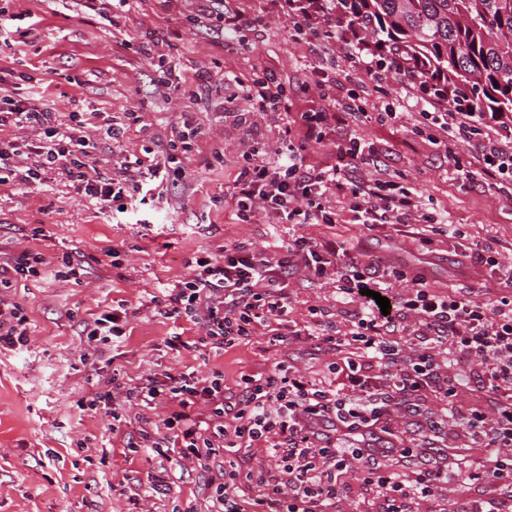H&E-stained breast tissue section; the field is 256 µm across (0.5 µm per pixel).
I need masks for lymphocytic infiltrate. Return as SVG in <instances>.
Here are the masks:
<instances>
[{
	"instance_id": "lymphocytic-infiltrate-1",
	"label": "lymphocytic infiltrate",
	"mask_w": 512,
	"mask_h": 512,
	"mask_svg": "<svg viewBox=\"0 0 512 512\" xmlns=\"http://www.w3.org/2000/svg\"><path fill=\"white\" fill-rule=\"evenodd\" d=\"M192 21L197 26L233 36L247 19L226 9L224 0H198ZM285 17L289 36L299 41H327L330 51L358 63L367 75L382 80L361 35L336 29V0H268ZM247 111L234 115L245 134L246 163L234 181V215L253 223L260 215L279 223L336 226L343 219L394 231L411 227L420 246L436 236L461 238L458 225L421 211L411 191L366 177L376 152L363 138L332 139V112H300L292 122L299 139L270 146L250 130L253 112L287 111L288 91L267 73L255 74L244 92ZM90 101L70 112L69 124L54 112L16 99L0 86V127L19 129L18 137L0 140V186L42 184L47 172L59 170L76 189L101 205L121 210L132 193L155 179L178 186L185 170L171 166L175 152L191 153L205 135L200 125L173 128L161 155L144 162L124 157L111 175L95 166L97 153L120 148L122 123L100 124ZM442 128L449 144L470 142L481 128L493 129L497 141L478 144L480 174L512 180V114L451 113ZM327 149L333 163L308 164L309 153ZM341 197L343 212L331 205ZM347 240L289 238L280 258L258 257L236 250L197 258L192 274L165 289L157 301L160 315L198 325L199 344L221 354L249 344L258 329L286 326L291 313L287 281L301 267L325 277L336 293L353 304V329L341 334L336 315L310 308L305 336L339 351L321 376L313 377L278 363L265 373L242 376L236 398L224 395V375L184 372L160 382L149 377L130 386L120 383L126 399L142 406H168L166 431L154 440L164 458L197 464L210 472L208 512H338L353 487L377 496L375 512H417L423 501L437 502V512H512V254L492 246L471 245L461 255L469 270L501 275L505 287L494 298L480 300L472 292L431 288L425 270L381 271L378 263L360 262ZM89 264L69 253L47 257L25 250L0 258V350L26 345L28 319L3 294L17 279L40 281L53 276L78 281ZM403 281L393 292L391 280ZM390 300L382 313L377 297ZM474 384L485 406H464L462 383ZM434 395L442 408L424 409L422 399ZM466 442L473 453L464 474L449 470L447 453H434L436 438ZM262 448L268 462L241 469L242 451ZM356 486L343 482L346 473ZM490 480L500 494L487 499H455L459 481ZM246 482L260 488L261 498L235 500L228 491Z\"/></svg>"
}]
</instances>
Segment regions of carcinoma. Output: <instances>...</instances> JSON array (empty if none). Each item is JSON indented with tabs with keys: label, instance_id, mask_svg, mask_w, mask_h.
<instances>
[{
	"label": "carcinoma",
	"instance_id": "carcinoma-1",
	"mask_svg": "<svg viewBox=\"0 0 512 512\" xmlns=\"http://www.w3.org/2000/svg\"><path fill=\"white\" fill-rule=\"evenodd\" d=\"M380 60L466 109L512 113V9L502 0H336Z\"/></svg>",
	"mask_w": 512,
	"mask_h": 512
}]
</instances>
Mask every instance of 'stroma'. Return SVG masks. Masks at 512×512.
Returning a JSON list of instances; mask_svg holds the SVG:
<instances>
[{
    "label": "stroma",
    "instance_id": "35a3bbf8",
    "mask_svg": "<svg viewBox=\"0 0 512 512\" xmlns=\"http://www.w3.org/2000/svg\"><path fill=\"white\" fill-rule=\"evenodd\" d=\"M227 4L245 17L262 16L261 25L223 41L187 21L193 0H134L116 19L107 0L86 6L77 0H9V12L29 14L32 22L23 42L0 48V82L17 99L41 94L62 121L82 98L106 119L145 113V122L127 123L122 140L124 152L136 155L156 148L184 116L207 131L199 143L202 155L218 152L224 161L209 169L186 162L185 180L166 199L150 197L110 216L55 172L45 185L0 192V256L35 249L50 256L76 252L95 262L83 283L20 280L8 292L28 318L30 341L25 349L0 352V512H206L209 490L196 471L126 445L130 433L155 432L165 407L116 398L85 411L81 400L110 390L116 379L189 369L223 372L233 395L241 375L281 362L312 376L336 358V351L301 336L271 341L263 329L250 344L214 356L197 347V326L148 307L163 288L190 274L201 252L241 246L271 256L284 250L287 225L235 220L231 194L244 163L242 132L233 121L217 122L213 113L221 97L229 111L243 108L241 85L260 70L269 69L287 87L290 112L341 113L337 139L355 133L372 143L384 161L382 178L421 193L426 210L461 225L467 242L512 249V185L465 177L471 145L458 144L459 164L448 162L438 143L441 129L420 119L439 109L429 94L403 77L375 82L344 56L292 42L287 19L266 0ZM154 39L187 88L199 90L198 98L168 102L158 94L152 67L132 50ZM318 78L324 91L314 86ZM386 112L402 118L383 120ZM344 230L360 241L363 261L426 268L437 291L456 285L485 300L501 287L493 277L460 275L457 245L447 237H437L427 253L400 244L387 227L348 224ZM110 247L121 250V266L101 264ZM119 306L130 319L126 336L107 344L89 340L85 322ZM176 334L183 341L177 351L167 345ZM159 476L169 482V494L135 506L134 495Z\"/></svg>",
    "mask_w": 512,
    "mask_h": 512
}]
</instances>
